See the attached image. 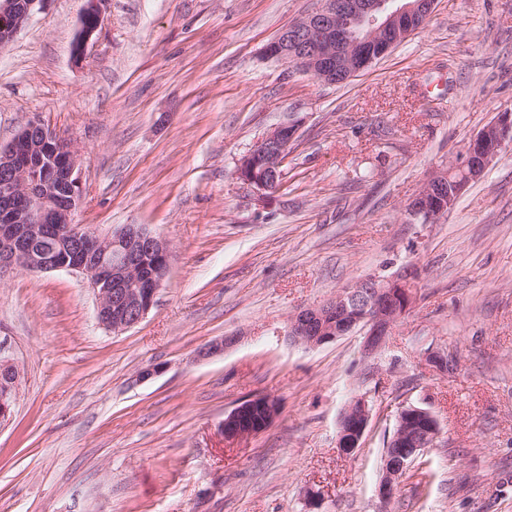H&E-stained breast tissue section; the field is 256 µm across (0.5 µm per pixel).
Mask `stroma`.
<instances>
[{
  "instance_id": "35a3bbf8",
  "label": "stroma",
  "mask_w": 512,
  "mask_h": 512,
  "mask_svg": "<svg viewBox=\"0 0 512 512\" xmlns=\"http://www.w3.org/2000/svg\"><path fill=\"white\" fill-rule=\"evenodd\" d=\"M85 5L40 0L0 49V144L34 119L74 140L77 223L146 225L174 258L119 334L77 273L0 278V342L24 373L0 426V512H512V144L435 223L406 215L512 113V0H436L336 86L263 54L319 0H109L76 61ZM292 121L283 184L258 197L238 163ZM403 273L414 303L377 354L359 330L287 340L297 309ZM232 334L224 355L198 357ZM433 351L455 369L434 372ZM357 395L370 421L345 455L338 423ZM256 396L280 415L225 447V414ZM409 404L441 435L384 503L386 443Z\"/></svg>"
}]
</instances>
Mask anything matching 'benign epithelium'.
<instances>
[{"label": "benign epithelium", "instance_id": "benign-epithelium-1", "mask_svg": "<svg viewBox=\"0 0 512 512\" xmlns=\"http://www.w3.org/2000/svg\"><path fill=\"white\" fill-rule=\"evenodd\" d=\"M41 0H0V47L8 45ZM81 31L72 56L81 60L98 31L109 0H86ZM434 0H320V6L283 29L264 47V55L303 71L325 85L342 82L369 68L401 40L420 28ZM361 47L354 67H345L350 45ZM299 124L276 126L239 161V178L261 194L278 191L288 148L298 137ZM507 142H512V113L468 143L454 169L463 178L454 185L459 195L467 183L484 173ZM448 170L433 173L407 207L408 215L432 222L453 205L444 197ZM79 147L39 120L22 127L6 145L0 144V274L14 270L40 273L77 272L97 300L98 321L114 333L138 324L156 304L170 267L172 250L143 224H124L106 234L75 222L83 203ZM53 233L61 249L47 253L41 241ZM414 292L404 276L368 277L316 307L288 319V341L308 348L332 342L353 330H364L363 351L379 352L400 320L411 309ZM236 336L215 339L198 351L210 358L237 342ZM19 362L0 345V425L10 421L21 380ZM279 402L268 396L247 399L225 414L221 431L228 445L239 444L267 429L278 417ZM370 420L369 401L355 396L342 411L337 448L349 455L360 447ZM440 426L426 408L406 405L396 416L388 442L379 487L388 501L398 479L414 457L436 443Z\"/></svg>", "mask_w": 512, "mask_h": 512}]
</instances>
